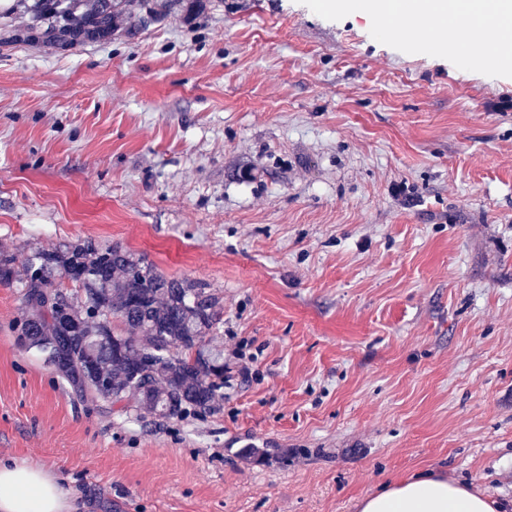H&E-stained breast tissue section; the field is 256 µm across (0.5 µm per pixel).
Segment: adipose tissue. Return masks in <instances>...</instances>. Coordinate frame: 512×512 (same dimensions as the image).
<instances>
[{"instance_id": "ef3b65f1", "label": "adipose tissue", "mask_w": 512, "mask_h": 512, "mask_svg": "<svg viewBox=\"0 0 512 512\" xmlns=\"http://www.w3.org/2000/svg\"><path fill=\"white\" fill-rule=\"evenodd\" d=\"M327 9L382 25L393 12L404 22L424 17L426 28L413 27L408 45L461 57L465 65L512 68V0H328ZM475 15L494 13L493 29H475L465 40L451 34L458 8ZM359 512H497L494 501L467 486L437 475L396 481L362 499ZM0 512H75V505L57 479L41 468L0 461Z\"/></svg>"}]
</instances>
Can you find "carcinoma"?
Instances as JSON below:
<instances>
[{
	"instance_id": "carcinoma-1",
	"label": "carcinoma",
	"mask_w": 512,
	"mask_h": 512,
	"mask_svg": "<svg viewBox=\"0 0 512 512\" xmlns=\"http://www.w3.org/2000/svg\"><path fill=\"white\" fill-rule=\"evenodd\" d=\"M125 7L126 0H34L31 21L1 37L0 47L41 43L66 51L107 41ZM36 260L23 285L28 318L20 340L44 355L79 398L101 395L129 418L218 408L224 351L211 339L221 323L219 293L202 282L167 278L123 248L91 239L41 252ZM64 278L82 291L81 307ZM114 319L123 330H115ZM130 393L138 395L135 415L124 404Z\"/></svg>"
}]
</instances>
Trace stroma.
Wrapping results in <instances>:
<instances>
[{"mask_svg":"<svg viewBox=\"0 0 512 512\" xmlns=\"http://www.w3.org/2000/svg\"><path fill=\"white\" fill-rule=\"evenodd\" d=\"M150 2L0 49V459L77 512H357L428 471L512 512V70L318 0ZM86 238L220 292L218 411L127 419L19 342L31 256Z\"/></svg>","mask_w":512,"mask_h":512,"instance_id":"35a3bbf8","label":"stroma"}]
</instances>
